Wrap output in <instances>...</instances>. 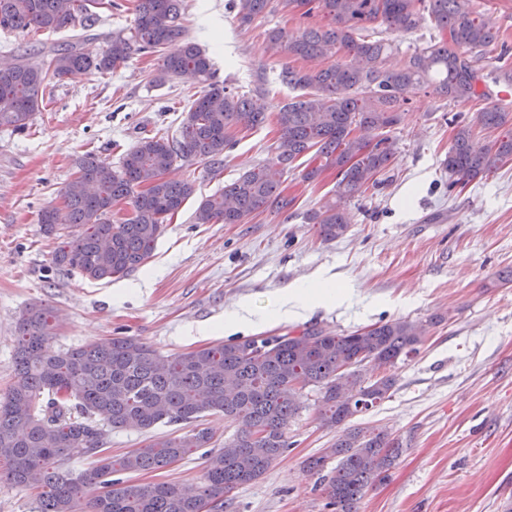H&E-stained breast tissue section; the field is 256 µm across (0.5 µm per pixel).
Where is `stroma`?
<instances>
[{
	"mask_svg": "<svg viewBox=\"0 0 512 512\" xmlns=\"http://www.w3.org/2000/svg\"><path fill=\"white\" fill-rule=\"evenodd\" d=\"M99 8L90 51L112 34L128 32L134 0ZM499 29L501 46L480 59L485 73L502 67L512 49V0H474ZM186 38L211 58L225 85L264 93L270 109L292 97L277 75L280 57L266 51L269 30L291 36L307 27L298 14L274 4L251 26H238L229 0H184ZM370 38L391 46L385 66L404 63L436 30L421 14L410 31L379 25ZM71 31L0 32V63L32 46L52 47ZM163 56L135 54L109 73H75L47 89L29 128H0V396L15 381L17 321L29 305L53 307L57 326L47 347L66 350L112 336H133L161 355L176 356L227 342L224 317L249 303L265 326L248 336H281L307 326L346 335L375 323L406 318L427 325L418 354L391 367L389 398L353 418L383 427L402 444L385 481L369 487L358 512H512V163L464 189L448 188L442 162L453 137L449 115L477 124L481 103L458 105L428 90L412 93L402 122L390 133L397 157L379 187L353 199L352 222L324 242L305 220L335 193L336 177L303 180L302 168L282 176L295 205L268 211L246 224H196V199L221 190L244 171L268 163L278 137L274 121L236 131L221 172L176 162L168 176L194 184V199L167 224L146 264L112 282L55 267L53 252L76 228L45 235L40 211L63 204L75 162L91 154L119 168L144 136L175 134L196 89L153 77ZM330 279L341 296L288 319L270 317L284 291ZM319 390L304 389L302 408L288 426V453L263 477L230 494L228 512H330L303 462L322 454L338 430L321 427ZM201 453L128 481H168L194 488L203 481Z\"/></svg>",
	"mask_w": 512,
	"mask_h": 512,
	"instance_id": "obj_1",
	"label": "stroma"
}]
</instances>
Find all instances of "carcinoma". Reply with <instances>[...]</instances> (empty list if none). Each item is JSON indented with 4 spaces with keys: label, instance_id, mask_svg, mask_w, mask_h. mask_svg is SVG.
I'll use <instances>...</instances> for the list:
<instances>
[{
    "label": "carcinoma",
    "instance_id": "1",
    "mask_svg": "<svg viewBox=\"0 0 512 512\" xmlns=\"http://www.w3.org/2000/svg\"><path fill=\"white\" fill-rule=\"evenodd\" d=\"M102 0H0V32L86 31L97 20ZM183 0H136L134 26L116 35L99 54L85 50L90 37L77 34L49 50L37 48L0 66V127L29 128L44 92L75 70L105 73L135 53L168 50L154 82L181 79L202 87L188 102L173 138L143 137L126 151L121 169L92 155L78 163L80 184L63 192L64 208L46 207L39 223L47 234L60 224L83 231L58 247L54 262L91 280L118 279L144 265L154 244L194 193L189 181H171L172 165L202 162L212 172L224 166L233 147L231 132L257 128L270 117L264 94H239L216 77L211 59L185 39L179 23ZM270 0H233L241 25L269 8ZM281 8L304 15L318 11L328 23L293 37L282 29L267 33L273 56L319 61L301 71L282 66L279 82L301 90L275 112L279 136L275 156L246 171L224 190L199 200L196 224H245L266 211H286L295 198L281 189L280 174L308 155L318 165L306 181L336 172V199L310 211L319 237L336 240L348 231L347 204L396 160L388 135L403 119L408 94L423 86L457 104L484 101L479 124L488 136L454 116L452 144L444 168L448 190L495 173L512 160V111L492 100L479 57L498 43L494 23L471 0H280ZM428 13L448 39L418 47L401 66L387 67L390 45L361 31L378 23L410 31ZM131 206L112 221V207ZM53 311L30 305L16 332V380L0 398V474L37 491L39 512H224V495L258 480L289 448L288 425L302 408L304 386L320 389L317 418L327 428L346 424L389 397L393 375L368 377L365 367H392L420 350L427 328L398 318L348 335L307 327L296 336H268L217 343L173 357L131 336L106 338L89 347L56 354L44 349L54 328ZM207 412H221L237 424L224 447L205 454L204 484L189 492L172 482L131 484L116 473L162 470L200 448L213 436L197 426L158 437L122 455L102 453L103 432L147 431L156 424H191ZM400 444L381 428H348L325 454L310 457L306 472L322 475L327 506L357 512L366 490L384 479ZM75 456H94L95 465L73 475L62 467ZM336 466L323 474L330 462Z\"/></svg>",
    "mask_w": 512,
    "mask_h": 512
}]
</instances>
